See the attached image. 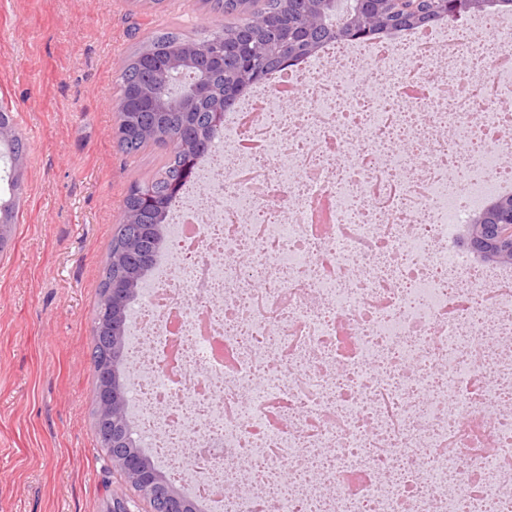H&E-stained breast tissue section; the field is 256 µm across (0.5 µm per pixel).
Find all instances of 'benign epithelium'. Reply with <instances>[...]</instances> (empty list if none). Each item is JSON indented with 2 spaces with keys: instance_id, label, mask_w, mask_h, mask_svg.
Returning <instances> with one entry per match:
<instances>
[{
  "instance_id": "7a95c632",
  "label": "benign epithelium",
  "mask_w": 512,
  "mask_h": 512,
  "mask_svg": "<svg viewBox=\"0 0 512 512\" xmlns=\"http://www.w3.org/2000/svg\"><path fill=\"white\" fill-rule=\"evenodd\" d=\"M357 7L346 14L336 29V36L348 40L363 38L385 25L407 22L429 23L440 15L442 20L457 21L476 15L490 0H356ZM304 20L288 30L275 58L291 61L312 53L313 33L325 22V15L336 11L337 0H303ZM206 54L224 60V66L244 71L256 52L252 31L241 30L234 45L216 40L205 48ZM465 247L489 260L512 262V196L492 202L470 225ZM127 288L112 282V313L101 318L99 327L112 326V346L116 360L125 361L128 322L125 321ZM98 410L102 433L109 438L112 466L121 470L130 486L152 504V512H196L192 502L169 484L157 466L146 456L128 431V382L107 381L100 376Z\"/></svg>"
}]
</instances>
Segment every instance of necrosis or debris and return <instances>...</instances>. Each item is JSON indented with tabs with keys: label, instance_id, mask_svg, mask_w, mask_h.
<instances>
[{
	"label": "necrosis or debris",
	"instance_id": "1",
	"mask_svg": "<svg viewBox=\"0 0 512 512\" xmlns=\"http://www.w3.org/2000/svg\"><path fill=\"white\" fill-rule=\"evenodd\" d=\"M476 25L345 44L297 107L228 113L129 312L134 423L193 497L512 512V272L448 247L512 183V20Z\"/></svg>",
	"mask_w": 512,
	"mask_h": 512
}]
</instances>
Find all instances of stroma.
Segmentation results:
<instances>
[{"label": "stroma", "instance_id": "obj_1", "mask_svg": "<svg viewBox=\"0 0 512 512\" xmlns=\"http://www.w3.org/2000/svg\"><path fill=\"white\" fill-rule=\"evenodd\" d=\"M208 0H0V107L23 134L20 206L0 253V512H150L100 448L88 353L130 185L163 149L116 139L119 77L157 29L240 22Z\"/></svg>", "mask_w": 512, "mask_h": 512}]
</instances>
